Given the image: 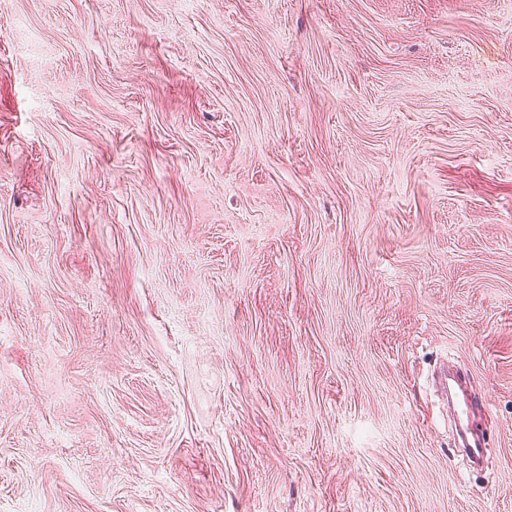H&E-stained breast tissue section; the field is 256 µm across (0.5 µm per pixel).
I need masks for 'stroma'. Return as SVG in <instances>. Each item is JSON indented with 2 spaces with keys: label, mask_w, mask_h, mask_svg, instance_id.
I'll return each instance as SVG.
<instances>
[{
  "label": "stroma",
  "mask_w": 512,
  "mask_h": 512,
  "mask_svg": "<svg viewBox=\"0 0 512 512\" xmlns=\"http://www.w3.org/2000/svg\"><path fill=\"white\" fill-rule=\"evenodd\" d=\"M0 512H512V0H0ZM448 403L453 410L450 421L455 426L457 452L464 455L473 464L484 461L486 457V439L472 421L475 402L461 390L454 377L448 378ZM462 447V448H461Z\"/></svg>",
  "instance_id": "obj_1"
}]
</instances>
